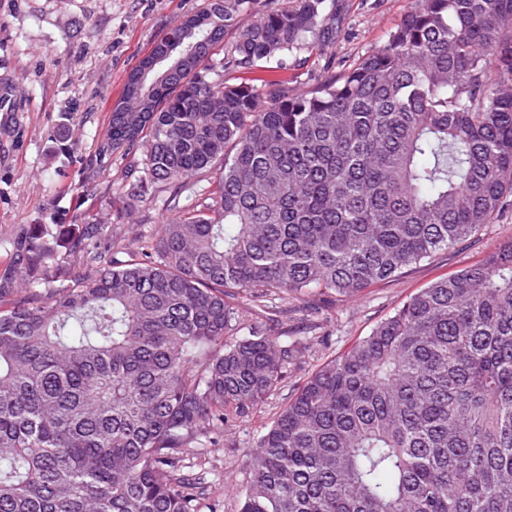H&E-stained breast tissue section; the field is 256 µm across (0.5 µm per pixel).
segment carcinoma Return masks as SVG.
I'll list each match as a JSON object with an SVG mask.
<instances>
[{
  "mask_svg": "<svg viewBox=\"0 0 512 512\" xmlns=\"http://www.w3.org/2000/svg\"><path fill=\"white\" fill-rule=\"evenodd\" d=\"M256 0L165 37L154 112H114L106 158L141 152L124 202L175 187L176 217L118 251L77 225L22 230L0 274V512H218L186 451L251 415L304 349L238 335L259 307L343 297L453 249L512 195V0H413L387 39L301 93L210 77ZM324 0L224 44L249 68L323 27ZM239 512H512V239L410 296L311 374L259 437Z\"/></svg>",
  "mask_w": 512,
  "mask_h": 512,
  "instance_id": "carcinoma-1",
  "label": "carcinoma"
}]
</instances>
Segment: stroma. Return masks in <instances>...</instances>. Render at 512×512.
I'll use <instances>...</instances> for the list:
<instances>
[{
  "instance_id": "stroma-1",
  "label": "stroma",
  "mask_w": 512,
  "mask_h": 512,
  "mask_svg": "<svg viewBox=\"0 0 512 512\" xmlns=\"http://www.w3.org/2000/svg\"><path fill=\"white\" fill-rule=\"evenodd\" d=\"M206 0H0V251L21 228L53 225L59 252L68 255L74 225L96 219L114 223L127 245L171 219L163 194L143 186L144 200L124 212L109 208L101 180L84 176L106 136L110 107L128 74L165 30ZM336 31L311 36L300 49L251 68L224 66L216 48L211 64L229 84L257 88L278 83L307 90L324 73L350 65L381 45L411 7V0H327ZM512 239V201L475 239L355 297L313 292L269 302L256 311L239 297L242 330L277 317L282 341L305 348L284 370V379L257 410L224 430L207 448L191 449L195 472L205 476L221 512H239L249 477V451L306 378L326 361L369 335L410 295L434 281L481 262Z\"/></svg>"
}]
</instances>
